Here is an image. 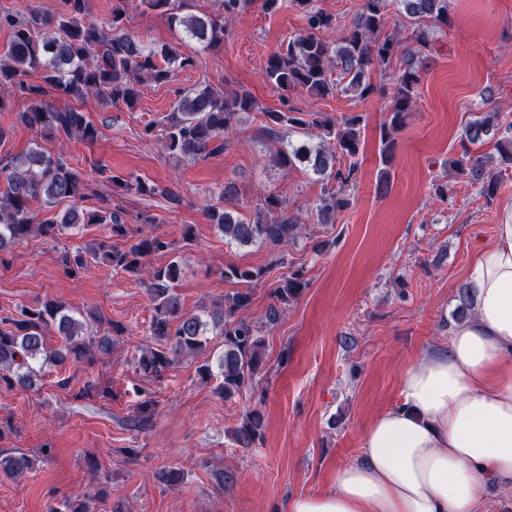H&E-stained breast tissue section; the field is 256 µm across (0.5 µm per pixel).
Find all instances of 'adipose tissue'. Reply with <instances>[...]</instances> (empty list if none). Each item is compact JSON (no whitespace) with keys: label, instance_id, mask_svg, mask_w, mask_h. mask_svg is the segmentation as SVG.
I'll return each instance as SVG.
<instances>
[{"label":"adipose tissue","instance_id":"ef3b65f1","mask_svg":"<svg viewBox=\"0 0 512 512\" xmlns=\"http://www.w3.org/2000/svg\"><path fill=\"white\" fill-rule=\"evenodd\" d=\"M465 286L470 315L406 370L358 458L285 512H480L490 487L512 493V212Z\"/></svg>","mask_w":512,"mask_h":512}]
</instances>
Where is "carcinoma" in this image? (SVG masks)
<instances>
[{"instance_id": "carcinoma-1", "label": "carcinoma", "mask_w": 512, "mask_h": 512, "mask_svg": "<svg viewBox=\"0 0 512 512\" xmlns=\"http://www.w3.org/2000/svg\"><path fill=\"white\" fill-rule=\"evenodd\" d=\"M61 2L62 11L53 17L33 9L0 13V28L11 33L8 51L0 58V88L11 89L22 101L23 110L17 112V119L27 127L92 144L98 140L100 130L71 102L93 95L102 105L122 103L131 108L137 103L141 82L166 83L174 69H191L199 63L198 57L182 54L176 44L152 47L130 34L125 19L131 0H113L111 18L105 26L89 17L88 0ZM290 4L303 13L306 31L290 37L269 57L263 70L265 82L279 90L285 100L298 89L312 96L343 93L363 99L377 91L369 77L375 72L386 75L393 61H399L393 105L381 137V162L390 164L393 133L417 106L421 65L433 49L427 29L448 24L450 0H362L338 41L332 39L335 15L316 7L315 0H290ZM140 5L145 13L157 11L166 15L171 27L198 42L203 52L224 44V22L216 15L184 12L189 0H140ZM390 5L411 29L406 43L385 33V14ZM34 68L44 72L41 85L25 80L28 70ZM256 109V101L247 90L224 95L209 85L184 89L177 93L172 110L164 117L163 146L171 155L188 161L222 153L234 138L242 114ZM262 115V134L276 145V164L288 168L299 162L310 168L324 184L316 204L318 216L325 224L334 223L336 215L350 206L344 191L356 171L354 162L347 167L336 163L358 155L361 116L335 122L317 115L309 121L292 108L266 110ZM308 126L319 129L318 141L296 144L287 139L290 129ZM499 132L496 114L487 112L467 125L465 139L473 145L496 139L500 161L512 164V130L506 129L500 138ZM448 170L460 179L482 185L487 197L497 189L496 174L488 167V161L468 149L448 159ZM0 180L4 182L0 192V254L33 234L58 239L69 232L102 225L108 229L104 237L64 255L66 272L76 275L88 263L95 262L137 275L142 272L144 258L171 255L166 264L151 270L148 279L154 315L149 333L152 343L141 350L136 361L143 375L159 377L181 357L205 355L210 347V330L223 342V351L217 358L218 372H213L207 362L199 366L198 374L203 379L219 375L218 389L224 400L234 398L262 375V329L274 328L283 307L307 287L304 270L293 271L274 288L273 302L262 326L238 316L251 301L250 286L265 274L261 267L225 268L220 278L245 284L247 289L225 295L219 308L212 312L190 313L183 309L177 293L182 266L174 255L173 242L148 228L158 223L156 217H142L144 226L132 231L109 206L79 208L78 203L86 198L88 190L83 168L71 164L61 153H47L40 148H32L0 166ZM110 181L120 189L132 187L141 195H170L169 190L138 177L130 182L112 176ZM39 199L48 207L60 202L68 207L54 218L37 223L31 202ZM221 199L224 205L207 208L206 217L230 242L276 250L301 236L297 215L275 193L265 196L248 215L237 209L238 190L234 183L224 184ZM114 237L125 239L126 245L118 247L112 243ZM98 319L96 309L75 312L51 298L17 307L10 317L0 319V386L35 387L42 371L40 363L64 369L94 366L111 353L116 338L125 331L124 326L113 323L97 336L89 331V324ZM51 329L62 338V344L55 348L47 344L46 334ZM154 415L153 401L144 400L128 426L143 429ZM264 428V414L255 408L246 412L233 429L234 440L242 448H251L262 438ZM35 463V457L17 448L0 452V475L21 478L33 471ZM51 512H93V507L89 499H66Z\"/></svg>"}]
</instances>
